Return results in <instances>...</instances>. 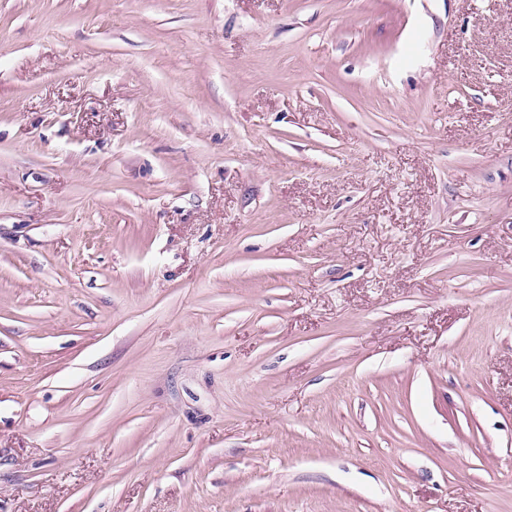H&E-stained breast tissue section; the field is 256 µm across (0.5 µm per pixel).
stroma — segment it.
<instances>
[{
    "label": "stroma",
    "mask_w": 512,
    "mask_h": 512,
    "mask_svg": "<svg viewBox=\"0 0 512 512\" xmlns=\"http://www.w3.org/2000/svg\"><path fill=\"white\" fill-rule=\"evenodd\" d=\"M0 512H512V0H0Z\"/></svg>",
    "instance_id": "35a3bbf8"
}]
</instances>
